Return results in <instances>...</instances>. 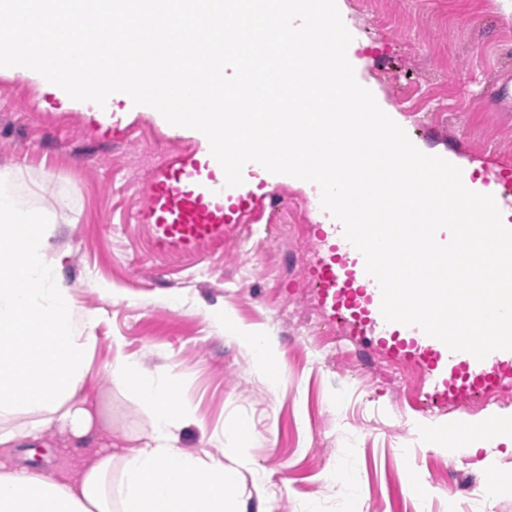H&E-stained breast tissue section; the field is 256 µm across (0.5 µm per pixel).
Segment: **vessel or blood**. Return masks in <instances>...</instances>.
Returning a JSON list of instances; mask_svg holds the SVG:
<instances>
[{
	"label": "vessel or blood",
	"mask_w": 512,
	"mask_h": 512,
	"mask_svg": "<svg viewBox=\"0 0 512 512\" xmlns=\"http://www.w3.org/2000/svg\"><path fill=\"white\" fill-rule=\"evenodd\" d=\"M257 205L253 192L226 187L224 171L215 158L185 155L157 171L141 219L149 224L158 251H191L202 243L223 244L230 230L245 224ZM309 278L322 306L350 312L363 324L381 318L378 283L365 269L320 261L310 267ZM376 345L391 356L417 361L424 370H447L443 384L449 395L485 392L512 377V351L478 361L433 339L381 337Z\"/></svg>",
	"instance_id": "1"
}]
</instances>
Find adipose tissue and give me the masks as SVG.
<instances>
[{"label":"adipose tissue","mask_w":512,"mask_h":512,"mask_svg":"<svg viewBox=\"0 0 512 512\" xmlns=\"http://www.w3.org/2000/svg\"><path fill=\"white\" fill-rule=\"evenodd\" d=\"M0 170V445L41 430L49 423L83 436L92 415L78 393L90 371L98 314L78 313L51 257L52 230L41 215L22 209ZM112 382L129 390L148 410V442L122 453L104 450L69 483L29 470L0 473V512H241L231 497L241 471L254 462L242 447L225 458L185 452L179 433L191 419L178 403L177 386L166 373H147L116 356ZM25 415L24 428L9 419ZM429 447L460 458L499 445L512 447V413L459 418L447 427L417 424ZM121 478L113 480L112 465Z\"/></svg>","instance_id":"ef3b65f1"}]
</instances>
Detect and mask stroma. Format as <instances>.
Segmentation results:
<instances>
[{"mask_svg": "<svg viewBox=\"0 0 512 512\" xmlns=\"http://www.w3.org/2000/svg\"><path fill=\"white\" fill-rule=\"evenodd\" d=\"M341 18L356 45L357 81L397 113L412 143L463 167L478 164L487 182L512 173V110L486 98L489 82L512 75V0H343ZM191 152L209 155L206 136L167 124L152 107L79 103L43 89L37 77L0 71V168L11 173L18 205L54 225L77 311L99 313L82 387L96 411L91 431L78 438L43 428L0 447V466L73 481L103 447H132L149 435L150 414L109 379L120 353L177 379L181 402L194 411L180 432L185 451L222 456L211 435L251 426L246 448L256 470L243 472L233 490L246 512H261L267 492L277 512L306 502L342 512L344 492L328 479L334 469L361 489L362 512H409L408 466L432 491L429 512H472V499L448 487L449 471L485 485L512 471V452L485 465L477 455L452 458L428 447L416 423L442 426L458 409L435 398L427 375L396 397L381 377L387 356L359 333L350 335L352 362L337 370L341 319L303 302L307 269L328 258L327 240L316 238L311 252L278 245L273 210L264 207L223 246L155 253L140 219L152 177ZM243 179L244 189L303 207L311 224L334 221L318 208L314 188L294 177L256 164ZM210 310L272 337L277 385L207 318Z\"/></svg>", "mask_w": 512, "mask_h": 512, "instance_id": "35a3bbf8", "label": "stroma"}]
</instances>
